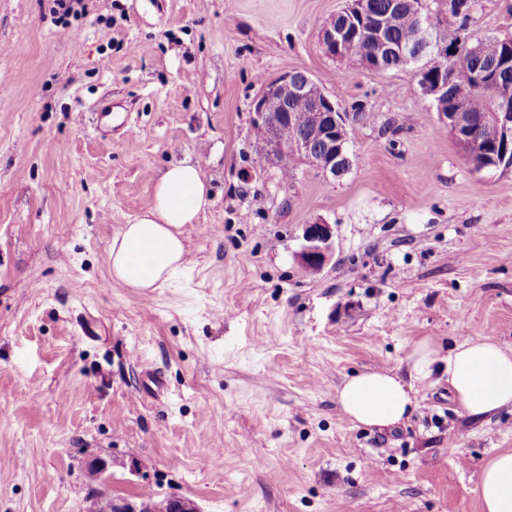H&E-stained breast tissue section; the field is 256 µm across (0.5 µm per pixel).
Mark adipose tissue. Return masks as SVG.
Returning <instances> with one entry per match:
<instances>
[{
    "label": "adipose tissue",
    "mask_w": 512,
    "mask_h": 512,
    "mask_svg": "<svg viewBox=\"0 0 512 512\" xmlns=\"http://www.w3.org/2000/svg\"><path fill=\"white\" fill-rule=\"evenodd\" d=\"M211 203L199 168L181 161L170 165L153 187L147 208L126 225L110 248V273L116 282L142 290L167 284L185 263L181 229ZM408 377L367 370L346 377L336 389V403L357 425L391 429L412 414L415 403L406 384L441 373L459 411L474 420L512 412V348L485 338H469L449 352L424 339L410 356ZM481 512H512V450L492 455L480 473Z\"/></svg>",
    "instance_id": "adipose-tissue-1"
}]
</instances>
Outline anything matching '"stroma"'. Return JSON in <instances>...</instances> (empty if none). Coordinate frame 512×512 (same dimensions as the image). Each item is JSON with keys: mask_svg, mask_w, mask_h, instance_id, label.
<instances>
[{"mask_svg": "<svg viewBox=\"0 0 512 512\" xmlns=\"http://www.w3.org/2000/svg\"><path fill=\"white\" fill-rule=\"evenodd\" d=\"M344 0H0V512H89L113 497L200 512H481L485 424L447 382L378 431L336 388L408 373L421 339L512 347V166L475 170L413 68L329 57ZM472 41L512 37V0H476ZM302 71L355 125L338 177L285 179L254 138L264 82ZM211 204L171 283L110 278L112 239L169 164ZM333 232L313 273L307 224ZM93 335H84V326Z\"/></svg>", "mask_w": 512, "mask_h": 512, "instance_id": "35a3bbf8", "label": "stroma"}]
</instances>
